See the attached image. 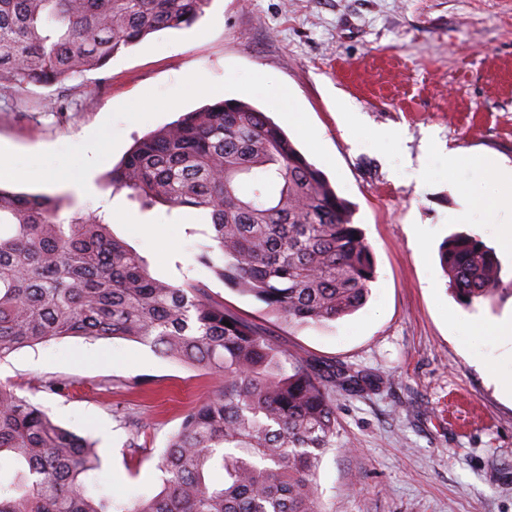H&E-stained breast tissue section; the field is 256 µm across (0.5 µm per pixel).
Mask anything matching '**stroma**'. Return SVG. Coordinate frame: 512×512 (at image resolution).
<instances>
[{"mask_svg": "<svg viewBox=\"0 0 512 512\" xmlns=\"http://www.w3.org/2000/svg\"><path fill=\"white\" fill-rule=\"evenodd\" d=\"M190 73L205 92L184 89ZM214 88L278 124L298 113L315 134L311 142L287 131L352 205L376 262L369 298L353 314L288 326L196 262L209 229L202 211L143 212L109 186V167L136 140L213 103ZM63 96L68 112L41 110ZM379 131L392 132L393 144H372ZM452 151L484 164L449 172ZM62 159L89 172L83 189L21 177L11 189L59 198L67 216L103 209L111 233L154 277L199 280L310 367L362 376L334 394L336 435L313 477L323 512H512V393L484 370L490 362L511 375L512 349L466 333L475 317H511L512 298L465 307L438 260L442 241L463 231L512 271V252L498 247L512 199L493 216L448 221L462 207L461 186L487 184L496 163L512 165V0H211L191 27L150 34L103 69L0 93V162L22 175L34 161ZM130 214L153 235L136 236ZM48 380L70 388L37 390ZM0 381L95 441L97 479L120 505L160 491V454L218 386L148 345L80 336L17 350L0 361Z\"/></svg>", "mask_w": 512, "mask_h": 512, "instance_id": "35a3bbf8", "label": "stroma"}]
</instances>
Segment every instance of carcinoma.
Listing matches in <instances>:
<instances>
[{"mask_svg": "<svg viewBox=\"0 0 512 512\" xmlns=\"http://www.w3.org/2000/svg\"><path fill=\"white\" fill-rule=\"evenodd\" d=\"M209 0H0V87H52L103 68ZM111 184L147 210L208 213L197 261L267 312L320 326L367 301L376 263L349 203L264 112L220 100L135 144ZM0 186V360L66 336L123 338L220 378L159 456L162 489L114 507L92 442L0 383V512H321L312 476L336 434V381L274 344L206 285L154 278L104 217L71 218ZM461 304L512 294L496 254L455 233L439 247ZM228 321L232 327L222 324Z\"/></svg>", "mask_w": 512, "mask_h": 512, "instance_id": "carcinoma-1", "label": "carcinoma"}]
</instances>
